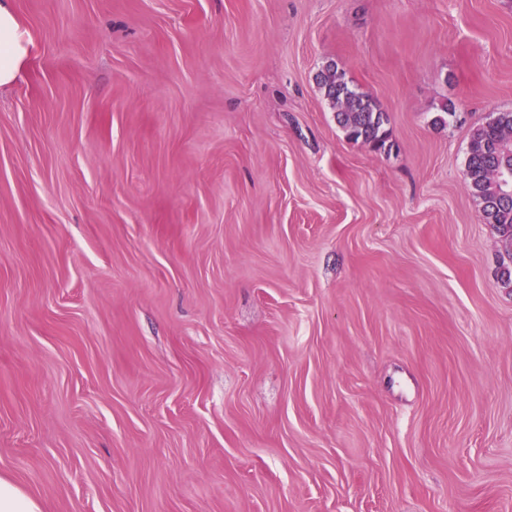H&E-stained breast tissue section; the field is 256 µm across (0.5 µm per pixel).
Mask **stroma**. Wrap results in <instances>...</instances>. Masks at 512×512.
I'll return each mask as SVG.
<instances>
[{
	"label": "stroma",
	"instance_id": "35a3bbf8",
	"mask_svg": "<svg viewBox=\"0 0 512 512\" xmlns=\"http://www.w3.org/2000/svg\"><path fill=\"white\" fill-rule=\"evenodd\" d=\"M13 4L0 477L42 512H512V248L463 184L512 0ZM319 85L336 110V123L349 141L368 145L375 151L391 150L385 112L368 94L349 85L335 63L321 71Z\"/></svg>",
	"mask_w": 512,
	"mask_h": 512
}]
</instances>
